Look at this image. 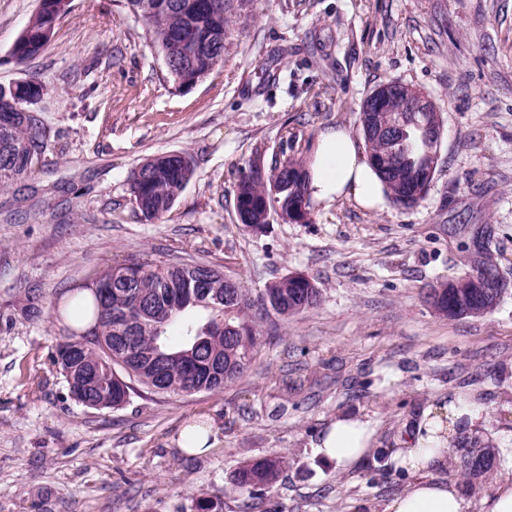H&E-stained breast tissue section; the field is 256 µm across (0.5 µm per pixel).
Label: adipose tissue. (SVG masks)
Listing matches in <instances>:
<instances>
[{
  "instance_id": "ef3b65f1",
  "label": "adipose tissue",
  "mask_w": 512,
  "mask_h": 512,
  "mask_svg": "<svg viewBox=\"0 0 512 512\" xmlns=\"http://www.w3.org/2000/svg\"><path fill=\"white\" fill-rule=\"evenodd\" d=\"M309 190L321 203L350 199L370 208L380 205L384 195L383 184L367 154L342 127L322 133L310 164ZM480 419V409L460 408L453 402L429 417L395 459L397 466L405 469L409 483L386 504L384 512H466L467 503L457 484L432 477L430 470L446 458L448 440L458 426L472 427ZM373 436L369 423L339 418L320 434L315 450L345 470L370 452Z\"/></svg>"
}]
</instances>
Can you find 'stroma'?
<instances>
[{
  "mask_svg": "<svg viewBox=\"0 0 512 512\" xmlns=\"http://www.w3.org/2000/svg\"><path fill=\"white\" fill-rule=\"evenodd\" d=\"M38 0H0V85L39 78L47 128L23 198L0 193V307L34 288L39 319L0 326V512H383L403 469L385 471L425 413L460 397L474 433L512 448V0H233L224 61L176 89L126 0H72L39 56L11 49ZM400 81L441 112V159L415 207L312 202L308 224L238 223L235 191L254 158L314 156L324 131L358 133L360 106ZM188 152L195 173L157 223L129 192L144 159ZM224 267L252 291L301 272L320 304L279 321L252 370L214 392L78 404L50 356L71 288L151 252ZM492 257L494 311L451 319L422 298ZM346 415L370 422L372 451L348 470L314 445ZM212 427L189 455L184 428ZM288 458L259 508L232 483L244 463Z\"/></svg>",
  "mask_w": 512,
  "mask_h": 512,
  "instance_id": "obj_1",
  "label": "stroma"
}]
</instances>
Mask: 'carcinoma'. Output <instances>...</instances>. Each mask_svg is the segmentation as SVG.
<instances>
[{
    "label": "carcinoma",
    "mask_w": 512,
    "mask_h": 512,
    "mask_svg": "<svg viewBox=\"0 0 512 512\" xmlns=\"http://www.w3.org/2000/svg\"><path fill=\"white\" fill-rule=\"evenodd\" d=\"M72 0H39V7L14 43L12 57L24 64L51 42L55 19L67 13ZM133 14L147 26V36L161 52L174 57L168 74L178 88H189L207 77L224 58L206 51L193 58L182 46L193 41L206 48L230 35L229 16L217 17L206 0H127ZM360 132L385 197L396 207H412L426 195L429 154L441 150L444 122L436 110L415 112L406 97L391 103V111L359 112ZM47 130L43 121L28 123L19 112L0 105V189L7 191L27 177L33 161L44 154ZM194 175L192 156L184 151L157 155L131 173L130 195L143 218L151 223L171 209ZM310 197L307 171L299 158L288 157L270 170L248 165L236 186L239 224L252 231L265 230L266 214L291 215L296 202ZM224 270L205 262L185 261L175 255L163 261L143 253L129 262L108 266L76 288L60 317L67 321L52 355L71 397L86 408L118 409L135 391V385L156 395L212 392L245 376L271 318L288 319L320 304L321 288L301 273H288L252 295L235 281L234 296L224 299V289L200 282L198 274ZM480 274L503 291L492 259L456 278L459 287H431L426 302L450 319L460 310L484 308L481 291L467 284ZM16 308L27 318L41 316L40 295L24 292ZM461 453L449 455L450 464L475 492L484 478L506 458L501 449L464 436ZM276 455L248 462L236 472L238 492L256 498L270 492L285 468Z\"/></svg>",
    "instance_id": "carcinoma-1"
}]
</instances>
